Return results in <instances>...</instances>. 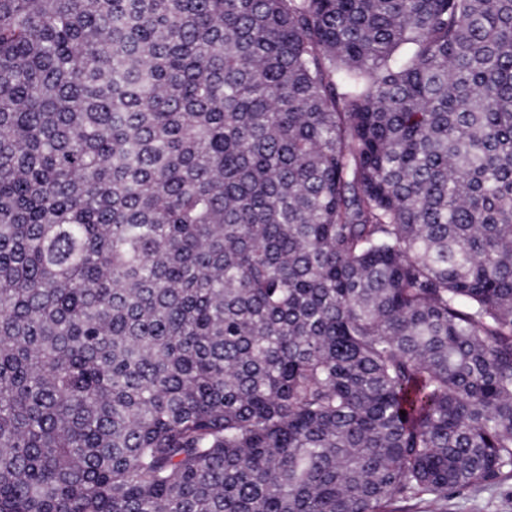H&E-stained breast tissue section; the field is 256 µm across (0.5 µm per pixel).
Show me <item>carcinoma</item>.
<instances>
[{
    "mask_svg": "<svg viewBox=\"0 0 512 512\" xmlns=\"http://www.w3.org/2000/svg\"><path fill=\"white\" fill-rule=\"evenodd\" d=\"M510 474L512 0H0V512Z\"/></svg>",
    "mask_w": 512,
    "mask_h": 512,
    "instance_id": "cac0c4a2",
    "label": "carcinoma"
}]
</instances>
